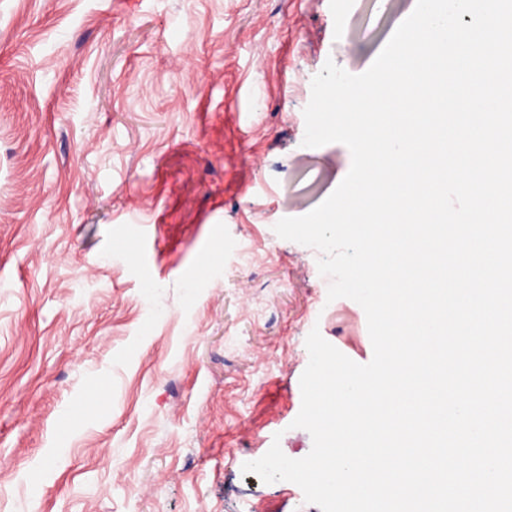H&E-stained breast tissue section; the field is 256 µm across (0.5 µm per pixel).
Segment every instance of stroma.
<instances>
[{"label": "stroma", "mask_w": 512, "mask_h": 512, "mask_svg": "<svg viewBox=\"0 0 512 512\" xmlns=\"http://www.w3.org/2000/svg\"><path fill=\"white\" fill-rule=\"evenodd\" d=\"M412 0H0V512H321L243 473L294 427L311 329L362 307L278 237L351 166L302 144L326 60Z\"/></svg>", "instance_id": "stroma-1"}]
</instances>
